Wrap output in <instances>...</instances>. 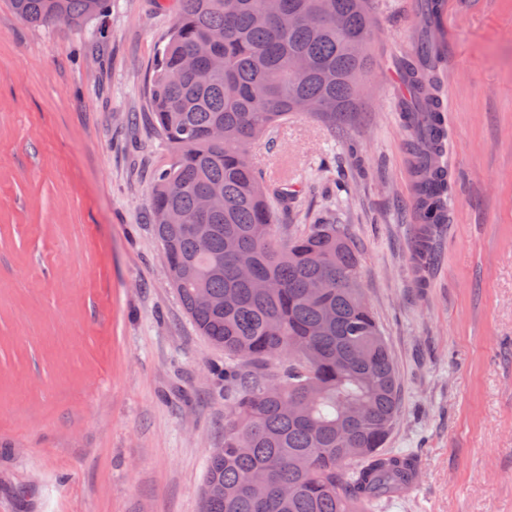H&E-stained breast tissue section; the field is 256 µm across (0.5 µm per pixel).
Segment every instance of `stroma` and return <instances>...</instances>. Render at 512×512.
Here are the masks:
<instances>
[{
  "instance_id": "obj_1",
  "label": "stroma",
  "mask_w": 512,
  "mask_h": 512,
  "mask_svg": "<svg viewBox=\"0 0 512 512\" xmlns=\"http://www.w3.org/2000/svg\"><path fill=\"white\" fill-rule=\"evenodd\" d=\"M375 0L361 110L297 115L256 148L287 158L282 236L324 222L401 388L386 452L420 485L382 512H512V0ZM176 0H110L31 26L0 0V512H201L238 386L167 274L147 198L170 159L148 84ZM448 122V220L428 272L396 75L420 41Z\"/></svg>"
}]
</instances>
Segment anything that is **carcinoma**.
Returning <instances> with one entry per match:
<instances>
[{"mask_svg": "<svg viewBox=\"0 0 512 512\" xmlns=\"http://www.w3.org/2000/svg\"><path fill=\"white\" fill-rule=\"evenodd\" d=\"M179 0L149 86L151 118L172 152L148 208L171 283L200 334L232 360L280 365L274 379L241 376L224 423V449L210 456L202 512H365L415 469L408 454L383 451L399 405L391 352L363 299L360 259L335 224H314L286 241L268 201L277 187L252 148L304 111L329 126L359 111L374 66L372 0ZM23 21L81 25L108 0H12ZM320 25L311 28L309 17ZM363 47L354 51L351 40ZM427 43L406 65L412 98V168L421 220L414 260L428 267L448 219V176L435 163L446 138L427 71ZM309 61L303 73L295 59ZM224 67H209L210 57ZM192 57L196 65L184 66ZM224 128V139L211 130ZM213 194L209 212L198 196ZM178 211L184 223H165ZM266 282L255 288L239 271Z\"/></svg>", "mask_w": 512, "mask_h": 512, "instance_id": "obj_1", "label": "carcinoma"}]
</instances>
